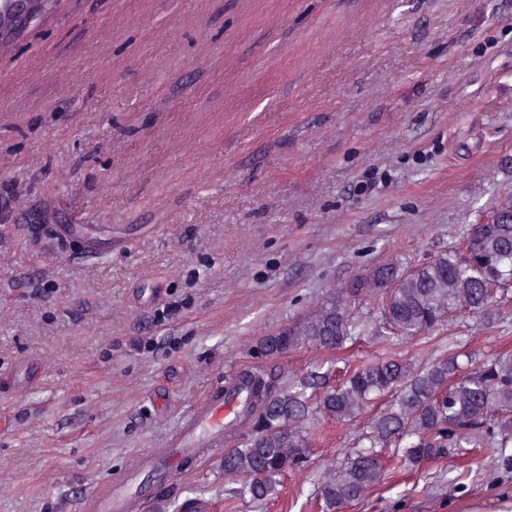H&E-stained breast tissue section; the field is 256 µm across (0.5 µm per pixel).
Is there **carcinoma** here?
I'll return each instance as SVG.
<instances>
[{"label": "carcinoma", "instance_id": "obj_1", "mask_svg": "<svg viewBox=\"0 0 512 512\" xmlns=\"http://www.w3.org/2000/svg\"><path fill=\"white\" fill-rule=\"evenodd\" d=\"M16 38L0 13V48ZM512 200L499 204L486 224H473L463 243L426 264L405 270L386 260L351 277L303 317L255 343L267 359L312 344L338 351L368 331L359 305L377 301V338L392 345L416 339L463 314L490 331L512 318ZM250 390L242 431L224 450V476L242 486L227 490L226 512L249 497L257 508L278 498L288 471L305 458L311 423H351L371 413L361 449L324 472L316 498L321 512H344L383 484L388 470L419 474L431 463L481 448L490 463L484 482L512 471V353L487 360L445 350L417 363L391 350L360 361L338 359L286 382L265 370L239 375Z\"/></svg>", "mask_w": 512, "mask_h": 512}]
</instances>
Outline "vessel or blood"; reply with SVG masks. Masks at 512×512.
<instances>
[{
    "mask_svg": "<svg viewBox=\"0 0 512 512\" xmlns=\"http://www.w3.org/2000/svg\"><path fill=\"white\" fill-rule=\"evenodd\" d=\"M95 225L60 224L58 235L78 240L85 251H92ZM250 393L245 386L231 389L215 387L200 404L184 416L163 447L139 454L131 474L108 477L96 484L92 493L81 499L80 512H139L140 502L172 484L182 462L205 452L222 448L227 431L236 425L246 408ZM149 474L146 483L140 474Z\"/></svg>",
    "mask_w": 512,
    "mask_h": 512,
    "instance_id": "1",
    "label": "vessel or blood"
}]
</instances>
